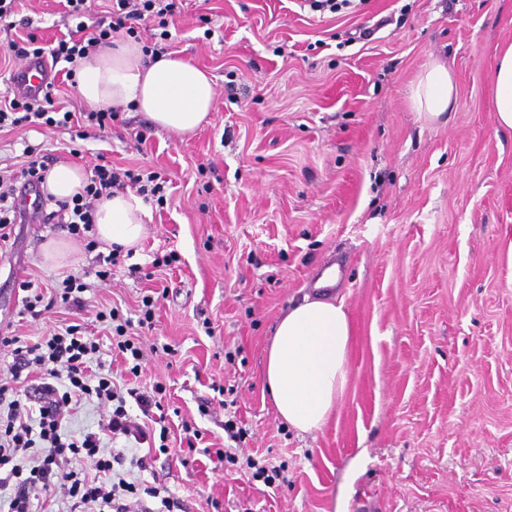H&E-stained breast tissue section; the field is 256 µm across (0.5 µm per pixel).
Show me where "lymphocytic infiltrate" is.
Listing matches in <instances>:
<instances>
[{
	"label": "lymphocytic infiltrate",
	"mask_w": 512,
	"mask_h": 512,
	"mask_svg": "<svg viewBox=\"0 0 512 512\" xmlns=\"http://www.w3.org/2000/svg\"><path fill=\"white\" fill-rule=\"evenodd\" d=\"M65 7L77 24L68 35L59 38L55 47L40 45L34 36L11 41L7 52L18 60L45 55L52 62L69 63L66 77H74V64L91 53L111 45L114 35H134L151 27L167 28L174 16L177 0H106L104 8L93 23H86L87 0H65ZM119 118L117 108H99L73 114L57 112L51 97L27 99L21 96L0 99V129L37 120L58 129L70 128L80 122L94 134H111ZM25 159L19 168H0V246L8 245L15 235L16 225L27 217L16 193L18 184H43L49 170V156L37 155L35 148L26 147ZM133 188L144 197L163 199L166 182L155 172L143 174L133 170L116 169L109 164H95L82 193L71 201H55L45 195L42 221L46 224H65L68 232L85 239L87 249L96 247L89 233L94 225L95 204L112 191ZM23 291L22 312L40 317L55 304L83 311L84 292L90 285L82 277L69 275L62 281L61 291L46 293L33 281L18 285ZM144 310L138 319L123 317L119 308L98 311L95 318L101 323H113L115 339L110 349L118 356H131L128 372L138 375L142 352L127 337L129 329L145 327L152 320L151 299H144ZM9 349L13 361L7 375L0 376V491L7 492V512H34L32 499L38 492L61 496L68 512H191L190 504L172 494L139 482L128 481L124 466L143 467V459L128 457L116 447L117 439L141 444L160 438V451H167V431H154L146 421L154 409L160 408L161 385L151 389H121L112 373L106 372L103 351L98 337L87 336L79 324L66 325L63 332L33 344L19 337L0 336V349ZM36 376L34 384L21 386L23 373ZM97 401L108 407L109 413L98 423L97 430L72 433L68 429L73 412L85 401ZM135 401L140 413L132 415L126 408ZM92 459L94 477L81 475L76 469L83 459ZM159 500V508L147 506V499Z\"/></svg>",
	"instance_id": "1"
}]
</instances>
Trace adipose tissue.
<instances>
[{
	"label": "adipose tissue",
	"instance_id": "adipose-tissue-1",
	"mask_svg": "<svg viewBox=\"0 0 512 512\" xmlns=\"http://www.w3.org/2000/svg\"><path fill=\"white\" fill-rule=\"evenodd\" d=\"M78 89L90 106L134 105L164 129L189 134L213 107L211 79L182 58L145 56L129 39L100 49L81 62ZM495 112L500 127L512 130V43L498 52ZM456 95L451 72L433 62L419 77L412 106L434 120L447 112ZM82 166L62 162L49 170L44 188L56 199L82 192ZM147 208L132 192L101 197L94 215V236L104 249L130 250L145 233ZM351 325L343 304L325 295L304 297L279 319L268 348L265 377L278 415L302 433L320 430L332 416L349 372Z\"/></svg>",
	"mask_w": 512,
	"mask_h": 512
}]
</instances>
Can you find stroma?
Here are the masks:
<instances>
[{
	"mask_svg": "<svg viewBox=\"0 0 512 512\" xmlns=\"http://www.w3.org/2000/svg\"><path fill=\"white\" fill-rule=\"evenodd\" d=\"M18 16L0 23V93L17 68L11 40L32 32L49 44L74 24L58 0H23ZM169 31L168 52L213 81L193 135L130 106L107 138L0 131V167L30 145L58 163L104 159L169 182L164 202L146 203L136 252L87 294L91 311L117 305L134 319L144 297L157 301L153 327L135 337L137 383L166 389L169 451L131 478L193 512H512V131L493 112L512 0H350L321 14L297 0H183ZM436 60L457 94L427 122L410 96ZM67 234L28 224L0 254V321L21 340L73 321L61 304L20 318L15 286L93 271L81 241L68 266L44 263L43 244ZM333 262L350 375L332 419L302 434L263 391L267 346ZM226 400L254 434L232 464L216 455ZM185 421L213 455L181 446ZM249 456L282 467V480L248 481Z\"/></svg>",
	"mask_w": 512,
	"mask_h": 512,
	"instance_id": "obj_1",
	"label": "stroma"
}]
</instances>
